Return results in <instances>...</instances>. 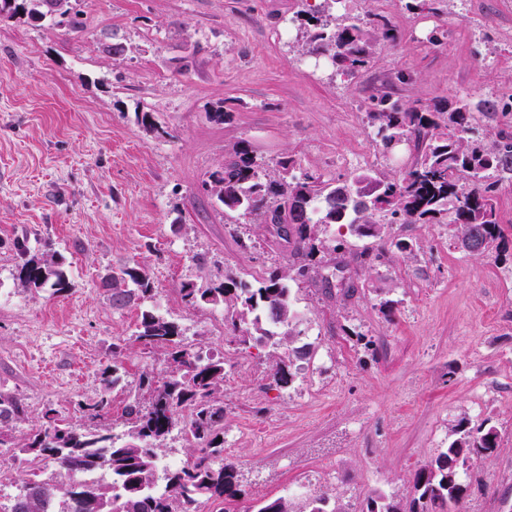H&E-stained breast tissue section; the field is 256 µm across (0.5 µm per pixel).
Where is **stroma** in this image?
<instances>
[{
	"instance_id": "obj_1",
	"label": "stroma",
	"mask_w": 512,
	"mask_h": 512,
	"mask_svg": "<svg viewBox=\"0 0 512 512\" xmlns=\"http://www.w3.org/2000/svg\"><path fill=\"white\" fill-rule=\"evenodd\" d=\"M406 3L385 0L398 37L377 41L351 79L308 66L301 26L276 34L325 0H70L76 30L0 15V394L24 410L14 438L49 407L83 423L119 338L125 379L96 425L123 433L133 382L167 367L163 351L130 340L139 305L109 299L113 272L137 265L151 307L183 323L188 344L224 354V456L239 494L201 512L283 495L298 508L327 495L331 512L405 500L461 420L499 433L469 470L462 512H512V183L498 187L504 237L486 257L463 251L447 223L391 224L371 243L380 260L364 262L347 227L328 228L358 290L294 284L293 332L312 355L287 388L269 384V344L230 342L221 308L179 294L295 261L272 225L225 214L203 187L238 145L272 178L288 159L331 184L368 168L398 177L412 155L375 142L371 96L483 101L512 86V0H445L438 17ZM417 20L444 31L441 44L417 41ZM22 236L32 253L63 256L67 291L19 286Z\"/></svg>"
}]
</instances>
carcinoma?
I'll use <instances>...</instances> for the list:
<instances>
[{
    "mask_svg": "<svg viewBox=\"0 0 512 512\" xmlns=\"http://www.w3.org/2000/svg\"><path fill=\"white\" fill-rule=\"evenodd\" d=\"M46 0H0V14L23 11L42 21L69 0H56L49 10ZM316 28L308 53L329 59L346 75L368 63L371 43L380 36L396 38L391 20L382 14L338 16L334 27L312 16ZM512 115V102L484 101L475 106L468 97L422 105L403 104L382 95L372 100L367 117L375 139L387 150L414 141L416 154L400 177L381 179L361 171L334 185L307 173H296L294 160L281 163V180H268L252 152L238 147L210 172L204 187L226 212L254 215L263 223L288 210L292 246L297 261L265 273L259 286L226 272L218 281L201 288L185 283L181 300L188 308L199 305L224 309V326L232 338L247 344L253 333L283 353H274L268 374L271 383L287 387L295 373L293 359L309 355L310 346L290 347L295 309L290 282H313L331 292L332 279L343 271L322 274L312 258L323 244L322 235L332 224H346L361 239L382 237L384 223L430 224L447 219L456 226L459 243L466 252L482 257L501 238L497 186L512 182V131L497 127L482 134L476 125L496 116ZM23 256L17 280L23 288L45 287L58 294L69 281L62 256L54 252L30 254L25 239L14 241ZM153 288L140 266H125L112 276V307L124 309L152 297ZM131 340L146 349L166 350L164 375L140 374L135 394L124 407L127 427L122 439L108 431L89 430L58 417L48 409L42 420L15 448L25 463L57 462L59 471L44 479L23 481L7 512H199L202 503L238 495L236 466L224 459V359L204 356L185 342L183 329L174 319L151 309L141 310ZM127 340L112 344V364L100 371L103 393L84 407L95 419L110 412L111 389L123 380V357ZM21 420L19 404L0 396V446L9 423ZM185 442L190 460L181 468H159L163 442L173 430ZM498 446L493 426L472 428L464 420L452 429L448 448L413 478L415 497L409 510L383 497L371 500L367 512H457L464 487L460 480L470 461L492 454ZM95 472L97 481L87 483L83 474ZM251 512H294L290 499H261Z\"/></svg>",
    "mask_w": 512,
    "mask_h": 512,
    "instance_id": "cac0c4a2",
    "label": "carcinoma"
}]
</instances>
